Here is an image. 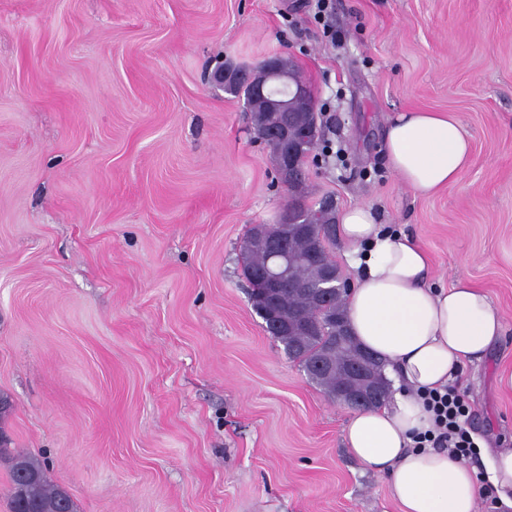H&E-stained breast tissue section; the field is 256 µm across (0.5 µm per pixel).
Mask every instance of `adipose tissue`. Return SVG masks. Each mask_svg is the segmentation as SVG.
Listing matches in <instances>:
<instances>
[{
	"label": "adipose tissue",
	"instance_id": "1",
	"mask_svg": "<svg viewBox=\"0 0 512 512\" xmlns=\"http://www.w3.org/2000/svg\"><path fill=\"white\" fill-rule=\"evenodd\" d=\"M384 146L394 173L420 195L454 184L471 154L462 122L441 112L398 114ZM339 234L353 271L348 330L383 362L396 388L389 406L349 417L348 453L388 478L400 512H477L485 481L512 512V448L483 454L476 468L446 450L413 445L432 426L423 392L481 361L504 334L503 315L468 279L434 287L427 253L407 234L384 229L367 207L342 212Z\"/></svg>",
	"mask_w": 512,
	"mask_h": 512
}]
</instances>
